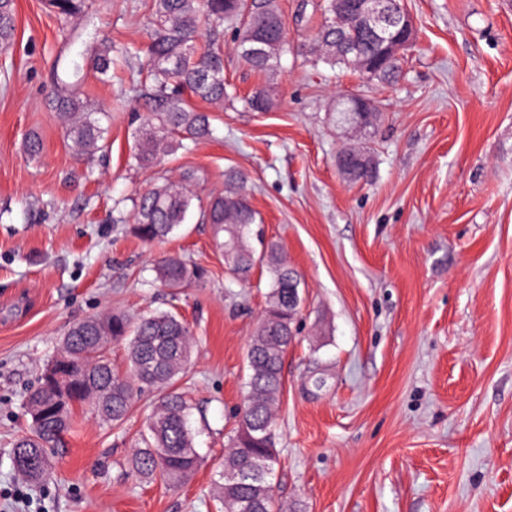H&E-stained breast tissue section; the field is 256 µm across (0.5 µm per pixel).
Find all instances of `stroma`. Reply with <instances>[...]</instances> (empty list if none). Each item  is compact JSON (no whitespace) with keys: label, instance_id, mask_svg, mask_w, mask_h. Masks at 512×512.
<instances>
[{"label":"stroma","instance_id":"obj_1","mask_svg":"<svg viewBox=\"0 0 512 512\" xmlns=\"http://www.w3.org/2000/svg\"><path fill=\"white\" fill-rule=\"evenodd\" d=\"M404 4L417 37L390 86L305 52L324 0H278L290 48L264 112L243 105L263 78L221 29L237 100L213 109L212 139L145 170L130 160L145 58L106 84L86 70L79 90L107 115L108 149L92 163L66 148L50 97L77 52L146 45L148 0H92L77 43L45 0H15L14 45L0 55V512H218L214 482L269 278L239 284L197 219L152 244L125 221L161 175L195 173L204 199L229 170L247 175L266 236L302 279L277 417L285 512H512V0ZM352 93L382 114L367 184L336 165L349 138L331 111ZM32 132L36 160L24 149ZM163 254L203 266L205 283L158 287ZM112 310L174 311L192 326L178 385L204 463L178 487L144 480L128 461L147 410L120 427L81 411L50 476L28 482L12 461L30 423L25 394L72 324Z\"/></svg>","mask_w":512,"mask_h":512}]
</instances>
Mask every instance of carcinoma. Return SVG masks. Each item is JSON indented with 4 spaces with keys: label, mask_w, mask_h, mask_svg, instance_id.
<instances>
[{
    "label": "carcinoma",
    "mask_w": 512,
    "mask_h": 512,
    "mask_svg": "<svg viewBox=\"0 0 512 512\" xmlns=\"http://www.w3.org/2000/svg\"><path fill=\"white\" fill-rule=\"evenodd\" d=\"M61 23L72 21L89 9V0H46ZM355 12V0H328L327 17L315 38L318 60L332 67L354 69L355 60L374 63L373 79L392 83L398 79L402 60L383 54L368 34L358 33L359 55L336 53V39L351 36L347 29L336 32L332 16L336 8ZM219 29L235 26V43L242 63L272 81L288 41L276 0H151L150 43L147 48L145 95L151 103L136 130L132 160L140 168L158 166L180 149L185 141L196 143L213 136L211 116L191 106L182 91L218 105L235 98L224 82V56L219 44L205 40L202 23ZM15 30L14 0H0V53L12 46ZM263 41L265 53L249 55L246 46ZM138 54L130 46L104 40L89 57L79 53L56 77L52 102L63 121L70 153L89 160L105 151L106 128L93 117L78 86L85 61L106 80L112 65ZM245 105L252 109L271 104L270 86L260 85ZM351 165L343 171L350 182H370L372 164L361 149L345 150ZM190 173L177 179L164 176L135 200L129 232L142 241L164 239L184 224L198 196L188 186ZM201 223L211 226L217 245L226 253V264L239 281L248 280L255 267L268 269L271 288L258 325L251 336L247 355V394L235 416L233 434L224 449V470L230 478L220 479L221 512H281L270 490V477L278 465L275 407L283 392L282 366L291 343L288 329L294 328L298 310L290 303L292 290L301 284L297 271L282 257L280 246L263 235L256 211L246 190V177L233 171L225 174L224 190L198 204ZM156 280L164 288L178 290L204 282L206 270L178 255H170L155 266ZM127 347V370L122 374L112 365V344ZM194 338L189 325L170 311H155L132 319L107 312L73 325L61 342L60 353L46 363L39 383L25 397L31 416L28 433L14 443L13 465L26 480L37 483L51 467V450L73 426L77 406L89 407L99 421L122 425L137 407L143 394L161 393L147 417L130 459L140 476L181 483L198 469L202 457L195 448L196 432L191 405L175 387L187 368Z\"/></svg>",
    "instance_id": "cac0c4a2"
}]
</instances>
